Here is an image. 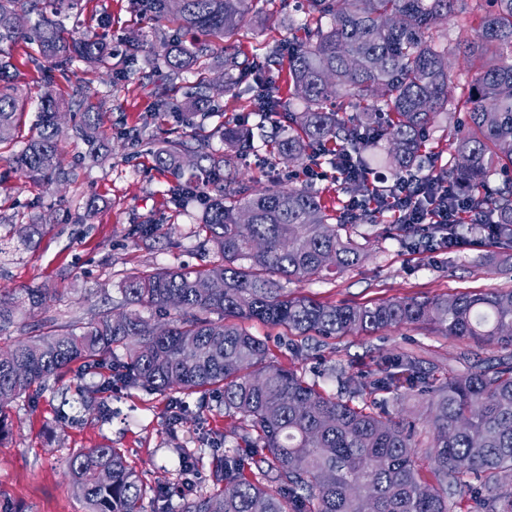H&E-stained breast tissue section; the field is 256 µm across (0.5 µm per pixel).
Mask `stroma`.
I'll use <instances>...</instances> for the list:
<instances>
[{
    "mask_svg": "<svg viewBox=\"0 0 512 512\" xmlns=\"http://www.w3.org/2000/svg\"><path fill=\"white\" fill-rule=\"evenodd\" d=\"M479 0H469L468 13L449 18L441 28V43L448 49V73L452 97L467 86L468 64L460 48L475 36ZM304 16L302 0H258L255 17L243 27L231 48L247 59L265 55L268 46L286 42L292 28ZM105 19L103 32L116 51L114 66H127L129 77L113 80L109 73L78 63L74 80L84 85L92 103L108 112L109 144L106 156L96 162L86 146L71 136V113L60 114L59 143L63 173L52 182L19 174L0 161V289L18 290L41 284L57 293L42 310L17 319L12 338L37 334L47 320L60 324L87 321L91 313L121 312L120 286L135 272L158 267L198 268L211 255L200 228V199L174 207L173 186L204 183L205 173L184 166L172 173L156 166L147 146L127 138L132 129L147 128L163 138L171 132L205 137L213 149L223 150L225 121L238 118L249 127L272 129L275 115L249 112L246 101L221 92L223 71H216L214 109L199 120L185 119L181 108L157 111L156 101L165 81L154 76L150 65L138 58L126 63L128 42L151 40L154 22L144 15L138 0H83L65 25L81 34L90 18ZM22 84L35 104L44 86L69 99L71 83L58 72H48L20 62ZM291 164L278 160L269 148L259 147L237 158L234 175L254 190L278 186H302L320 196L333 215L345 213L356 188L342 183L311 181L292 175ZM393 212L356 222L354 231L371 239L363 262L341 274L303 283H288L294 296L319 302L371 306L386 299L442 297L478 293L489 288L512 289V250H503L488 239L463 249L422 254L385 237L394 225ZM17 224H39L43 230L32 246L22 245L13 232ZM148 224L153 236L144 241L134 235L136 225ZM253 335L266 340L271 354L282 364H295L308 380L321 382L336 392L326 379L327 369L342 364L357 373L373 368L375 361L400 351L448 363L459 351L458 340L436 335L429 329L401 326L372 333H351L329 339H303L259 321L249 322ZM101 375L69 373L50 380L37 400L20 398L13 403L4 432L0 433V512H88L86 504L66 476L70 457L103 444L125 452L129 463L149 484L168 485L167 497L145 500L144 512H180L195 493L213 488V474L242 433L237 418L224 414L215 394L194 395L187 407L175 406L169 397L142 388L121 385L101 388ZM107 400L114 414L98 420L84 401ZM198 454L192 474H178V449Z\"/></svg>",
    "mask_w": 512,
    "mask_h": 512,
    "instance_id": "stroma-1",
    "label": "stroma"
}]
</instances>
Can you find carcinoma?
<instances>
[{
	"instance_id": "cac0c4a2",
	"label": "carcinoma",
	"mask_w": 512,
	"mask_h": 512,
	"mask_svg": "<svg viewBox=\"0 0 512 512\" xmlns=\"http://www.w3.org/2000/svg\"><path fill=\"white\" fill-rule=\"evenodd\" d=\"M82 0H0V150L22 174L62 175L59 114L65 103L52 89L40 98L35 133L19 141L23 112L14 80L13 51L70 80L85 62L115 78L104 35H70L61 17ZM255 0H140L157 22L176 20L189 41L157 31L154 67L171 79L189 73L186 92L196 106L209 102L217 68L214 41L234 36ZM468 0H305L303 37L276 46L304 110L284 111L275 94L253 95V112L282 113V135H269L277 155L305 163L313 145L338 146L360 173L370 155L388 145L393 176L426 170L454 184L473 217L495 220L489 239L512 249V0H488L475 38L463 55L473 62L461 106L467 122L453 129L457 161L428 165L422 143L433 128L448 129L449 76L438 28L465 13ZM224 92L239 94L242 75L266 65L224 53ZM346 98L354 113L329 107ZM81 110L72 137L100 150L107 113L72 86ZM224 144L254 149L255 133L239 120L224 123ZM209 163L213 192H204L201 227L213 261L203 269L156 268L133 274L121 292L129 310L91 314L86 322L43 324L39 333L0 347V423L5 410L30 398L74 363L96 370L111 362L115 382L163 394L217 391L224 414L245 424L241 443L214 473L216 488L186 500L182 512H512V290L490 289L432 299H390L372 306L325 304L290 296L279 281L303 282L357 266L368 246L348 224H332L325 206L306 188L255 192L226 174L232 157L209 141H170L152 155L174 173L183 155ZM220 280L224 287L211 288ZM51 289L0 291V334L15 319L46 304ZM151 309L171 320L141 315ZM217 318H212V315ZM259 320L300 336H342L403 325H423L461 341L508 350L493 362L459 352L445 368L411 352L381 359L365 376L331 369V395L302 372L275 361L246 322ZM68 477L89 512H144L147 489L115 448L73 456ZM429 472L432 481L423 474Z\"/></svg>"
}]
</instances>
